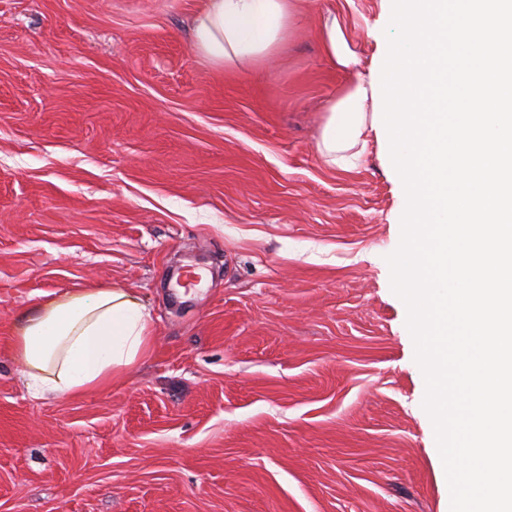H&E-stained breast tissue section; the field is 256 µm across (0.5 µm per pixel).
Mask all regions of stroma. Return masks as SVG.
I'll list each match as a JSON object with an SVG mask.
<instances>
[{"instance_id":"obj_1","label":"stroma","mask_w":512,"mask_h":512,"mask_svg":"<svg viewBox=\"0 0 512 512\" xmlns=\"http://www.w3.org/2000/svg\"><path fill=\"white\" fill-rule=\"evenodd\" d=\"M204 0H0V512H450L408 309L403 187L380 144L324 163L327 105L384 0H305L280 52L224 69ZM211 273L178 291L176 266ZM98 283L150 311L149 357L32 397L10 338ZM322 43L333 62L343 68H351L359 63L357 57L348 51L347 42L336 19L322 30Z\"/></svg>"}]
</instances>
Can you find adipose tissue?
<instances>
[{"label":"adipose tissue","instance_id":"adipose-tissue-1","mask_svg":"<svg viewBox=\"0 0 512 512\" xmlns=\"http://www.w3.org/2000/svg\"><path fill=\"white\" fill-rule=\"evenodd\" d=\"M298 18V0H205L192 47L220 67L257 65L280 50ZM16 324L11 349L37 398L102 388L147 357L152 343L149 311L126 290L103 285L33 303Z\"/></svg>","mask_w":512,"mask_h":512}]
</instances>
